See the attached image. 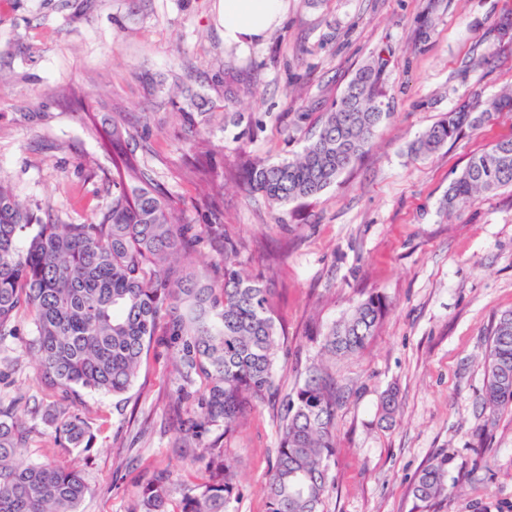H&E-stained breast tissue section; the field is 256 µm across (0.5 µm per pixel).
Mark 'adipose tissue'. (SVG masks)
<instances>
[{
  "instance_id": "obj_1",
  "label": "adipose tissue",
  "mask_w": 512,
  "mask_h": 512,
  "mask_svg": "<svg viewBox=\"0 0 512 512\" xmlns=\"http://www.w3.org/2000/svg\"><path fill=\"white\" fill-rule=\"evenodd\" d=\"M224 42L241 47L264 41L280 25L285 0H220Z\"/></svg>"
}]
</instances>
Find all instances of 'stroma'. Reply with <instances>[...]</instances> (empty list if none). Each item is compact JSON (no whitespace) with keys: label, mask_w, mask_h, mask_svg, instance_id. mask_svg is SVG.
I'll return each mask as SVG.
<instances>
[{"label":"stroma","mask_w":512,"mask_h":512,"mask_svg":"<svg viewBox=\"0 0 512 512\" xmlns=\"http://www.w3.org/2000/svg\"><path fill=\"white\" fill-rule=\"evenodd\" d=\"M285 5L281 26L243 51L224 43L220 0H0V181L35 214L93 222L112 198V155L95 123L117 110L133 125L152 113L131 147L195 225V270L219 272L225 235L244 242L245 270L273 290L283 392L321 364L344 392L321 512H421L411 484L441 450L462 482L440 512H512V412L479 407L487 328L512 310V189L451 216L440 209L469 157L512 135V112L428 156L409 152L448 111L512 87V41L496 37L512 0ZM379 55L390 117L354 167L317 199L283 210L245 197L231 178L240 158L299 152L314 118ZM186 72L210 98L228 85L237 91L226 112L240 123L216 113L206 138L211 180L224 186L215 217L202 203L208 182L189 161L195 129L164 93ZM301 111L309 121H298ZM372 293L388 305L376 336L358 353L327 356L322 334ZM16 325L0 343V361L12 365L0 402L29 407L34 432L22 457L59 461L62 452L45 444L50 398L29 354L35 325L25 315ZM391 385L399 407L389 426L380 396ZM177 387L172 354L156 347L123 397L82 394L95 438L91 453L71 457L91 487L79 512H128L152 472L192 471ZM281 408L259 405L223 440L240 485L235 512H266Z\"/></svg>","instance_id":"35a3bbf8"}]
</instances>
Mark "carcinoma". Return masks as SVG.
I'll return each instance as SVG.
<instances>
[{"instance_id":"obj_1","label":"carcinoma","mask_w":512,"mask_h":512,"mask_svg":"<svg viewBox=\"0 0 512 512\" xmlns=\"http://www.w3.org/2000/svg\"><path fill=\"white\" fill-rule=\"evenodd\" d=\"M385 66L379 56L354 72L295 158H242L234 177L246 195L284 207L336 184L390 116L381 87ZM178 88L182 111L198 134L205 133L218 106L184 82ZM505 111L512 112L511 89L476 110L448 112L422 132L410 153L430 155ZM137 134L119 112L103 130L112 147V200L91 223L42 218L0 183V341L15 335L21 313L32 317L40 380L56 396L43 420L51 429L48 442L62 450L93 447L94 434L76 409L81 393H128L155 343L175 354L178 403L185 408L180 431L188 445L214 427L230 435L252 407L278 390L281 343L270 289L244 272L240 248L227 237L222 276L195 272L194 226L183 223L151 170L124 149ZM505 188H512V137L468 159L449 183L442 209L451 213ZM384 313L382 297L368 295L324 334V350L334 356L361 351ZM488 342L481 408L512 411V311L492 322ZM341 399L335 379L319 368L285 395L266 512H320L334 481L330 461ZM33 432L26 411L0 406V512H79L91 492L79 470L19 458ZM196 462L201 470L193 481L169 471L152 473L130 512H231L240 488L224 467V449L213 441ZM452 462L446 453L432 456L413 482L414 499L433 512L455 489L448 485Z\"/></svg>"}]
</instances>
